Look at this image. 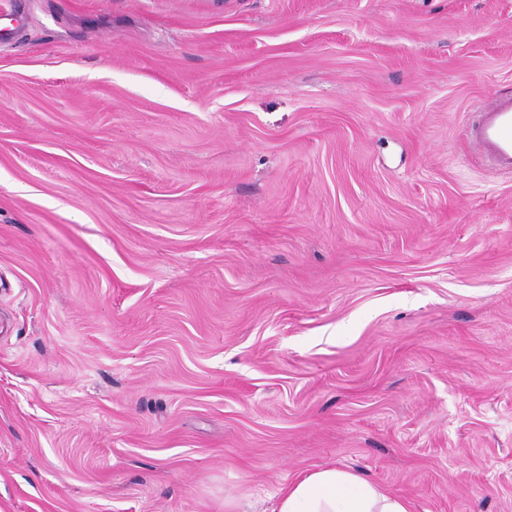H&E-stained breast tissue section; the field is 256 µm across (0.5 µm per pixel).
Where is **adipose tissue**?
Returning <instances> with one entry per match:
<instances>
[{"instance_id":"obj_1","label":"adipose tissue","mask_w":512,"mask_h":512,"mask_svg":"<svg viewBox=\"0 0 512 512\" xmlns=\"http://www.w3.org/2000/svg\"><path fill=\"white\" fill-rule=\"evenodd\" d=\"M276 512H409V507L357 473L329 467L283 489Z\"/></svg>"}]
</instances>
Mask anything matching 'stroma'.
I'll return each instance as SVG.
<instances>
[{"instance_id":"35a3bbf8","label":"stroma","mask_w":512,"mask_h":512,"mask_svg":"<svg viewBox=\"0 0 512 512\" xmlns=\"http://www.w3.org/2000/svg\"><path fill=\"white\" fill-rule=\"evenodd\" d=\"M3 28L0 512H269L328 466L512 512V174L465 135L512 0Z\"/></svg>"}]
</instances>
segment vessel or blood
<instances>
[{
	"instance_id": "vessel-or-blood-1",
	"label": "vessel or blood",
	"mask_w": 512,
	"mask_h": 512,
	"mask_svg": "<svg viewBox=\"0 0 512 512\" xmlns=\"http://www.w3.org/2000/svg\"><path fill=\"white\" fill-rule=\"evenodd\" d=\"M467 139L481 159L500 173H512V95L492 99L466 128Z\"/></svg>"
}]
</instances>
